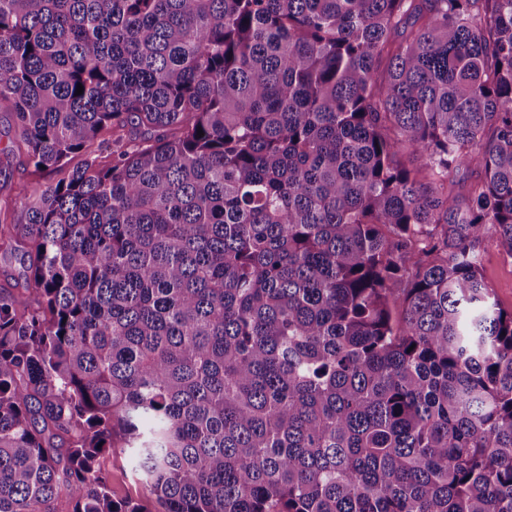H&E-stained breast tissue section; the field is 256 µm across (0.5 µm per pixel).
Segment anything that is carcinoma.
<instances>
[{
    "instance_id": "1",
    "label": "carcinoma",
    "mask_w": 512,
    "mask_h": 512,
    "mask_svg": "<svg viewBox=\"0 0 512 512\" xmlns=\"http://www.w3.org/2000/svg\"><path fill=\"white\" fill-rule=\"evenodd\" d=\"M3 105L0 512H512V0H0ZM17 154L18 157L15 162L12 180L3 185L2 178H0V197L13 196L15 194V188L19 183H39L42 186H47L55 183L66 174L65 171L51 173L36 172L32 166L28 165L23 154ZM483 273L500 307L510 313L512 311V261L503 258L495 248L488 246L483 258ZM101 461L110 475L112 493L117 498L143 501L150 512H163L162 506L148 499L145 480L136 470L135 461L128 453H112L110 450L103 455Z\"/></svg>"
}]
</instances>
